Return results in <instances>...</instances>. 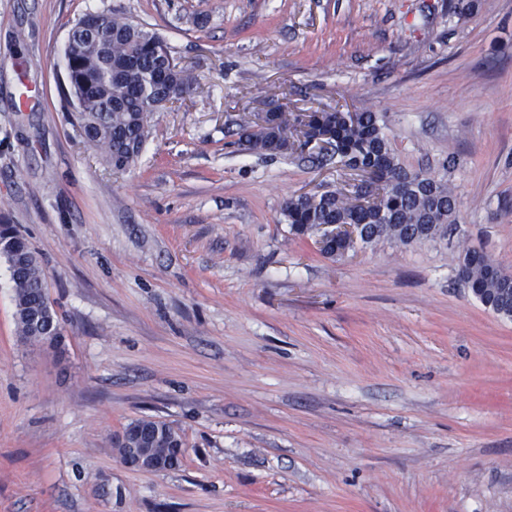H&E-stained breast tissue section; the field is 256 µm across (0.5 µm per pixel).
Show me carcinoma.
<instances>
[{"instance_id": "cac0c4a2", "label": "carcinoma", "mask_w": 512, "mask_h": 512, "mask_svg": "<svg viewBox=\"0 0 512 512\" xmlns=\"http://www.w3.org/2000/svg\"><path fill=\"white\" fill-rule=\"evenodd\" d=\"M104 18L105 54L87 51L89 38L80 18L68 32L64 59L77 126L86 142L100 151L103 162L119 171L137 160L156 103L172 89L187 95L197 83L189 70L165 67L170 51L156 34L116 14L106 13ZM299 125L292 112L274 113L265 126L245 113L237 123L239 141L253 151L274 155L296 146L303 149L310 139L326 135L333 148L319 153V164L343 170L359 162L375 168L382 185L377 187L378 204L369 210L359 204V195L343 190L289 198L284 216L293 234L316 236L324 224H360V244L365 248L388 241L412 245L448 235L457 213L448 181L406 170L378 113L365 110L352 118L337 108L322 110L309 116L307 130ZM0 254L8 262L17 335L33 344L59 341L62 329L46 298L38 254L7 225L0 226ZM458 262L465 269V287L481 289L482 300L491 304L494 314L512 317V272L474 248L463 249ZM145 426L150 434L135 433L119 454L143 456L165 471L179 467L181 459L170 454L172 442L181 439L179 432L152 418L127 424L133 431Z\"/></svg>"}]
</instances>
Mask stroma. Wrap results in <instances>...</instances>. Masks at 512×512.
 Wrapping results in <instances>:
<instances>
[{
  "mask_svg": "<svg viewBox=\"0 0 512 512\" xmlns=\"http://www.w3.org/2000/svg\"><path fill=\"white\" fill-rule=\"evenodd\" d=\"M102 11L199 85L122 172L64 97ZM338 104L447 179L451 236L328 258L291 233L285 201L345 175L236 122ZM0 224L63 327L20 341L0 256V512H512V319L457 279L465 247L512 270V0H0ZM143 417L182 433L178 468L121 463Z\"/></svg>",
  "mask_w": 512,
  "mask_h": 512,
  "instance_id": "obj_1",
  "label": "stroma"
}]
</instances>
